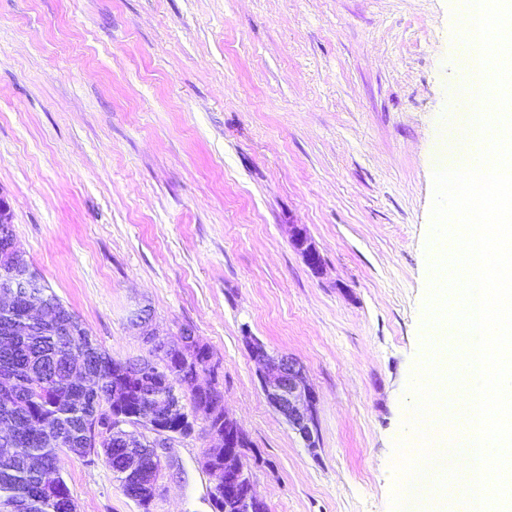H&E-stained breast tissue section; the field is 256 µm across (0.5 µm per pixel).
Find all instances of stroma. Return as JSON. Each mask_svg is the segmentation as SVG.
I'll return each mask as SVG.
<instances>
[{
    "instance_id": "1",
    "label": "stroma",
    "mask_w": 512,
    "mask_h": 512,
    "mask_svg": "<svg viewBox=\"0 0 512 512\" xmlns=\"http://www.w3.org/2000/svg\"><path fill=\"white\" fill-rule=\"evenodd\" d=\"M455 0H0V194L16 242L112 357L194 330L268 512H390L428 359L434 160L464 135ZM299 224L324 263L293 247ZM305 366L308 450L246 337ZM207 422L149 510L65 459L78 512H212Z\"/></svg>"
}]
</instances>
